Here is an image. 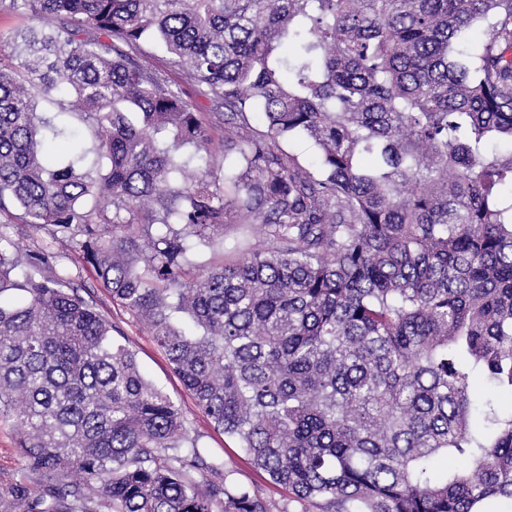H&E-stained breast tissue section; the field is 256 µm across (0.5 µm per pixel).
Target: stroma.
<instances>
[{"mask_svg": "<svg viewBox=\"0 0 512 512\" xmlns=\"http://www.w3.org/2000/svg\"><path fill=\"white\" fill-rule=\"evenodd\" d=\"M0 228L4 229L7 239L19 243L24 249L48 254L54 267L67 275L71 287L83 298L93 301L97 311L123 334L143 375L180 408L202 453L223 462L228 482L259 489L270 501L273 512H302V504L291 499L286 490L271 484L263 472L250 464L232 439L213 428L173 373L165 353L154 342L146 325L113 304L110 295L100 288L94 269L84 262L79 249L53 239L50 228L26 223L21 211L12 206L0 212ZM219 243L225 259L230 260L239 250L264 246L265 239L258 227L241 223L237 213L232 211Z\"/></svg>", "mask_w": 512, "mask_h": 512, "instance_id": "35a3bbf8", "label": "stroma"}]
</instances>
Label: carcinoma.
<instances>
[{"label": "carcinoma", "mask_w": 512, "mask_h": 512, "mask_svg": "<svg viewBox=\"0 0 512 512\" xmlns=\"http://www.w3.org/2000/svg\"><path fill=\"white\" fill-rule=\"evenodd\" d=\"M0 211L83 237L198 409L317 512L512 500V0H0ZM479 22L474 54L454 42ZM159 41L195 96L142 63ZM48 98L85 132L38 111ZM264 114L266 130L250 118ZM227 126L228 171L211 131ZM311 139L318 172L280 147ZM206 153L188 180L182 150ZM93 198L104 212L85 210ZM267 247L195 262L228 209ZM0 246V512H269L43 254ZM30 24L27 16L9 11H0V46L8 51L10 37ZM17 429L11 422H0V484L26 481L25 467L16 448Z\"/></svg>", "instance_id": "carcinoma-1"}]
</instances>
